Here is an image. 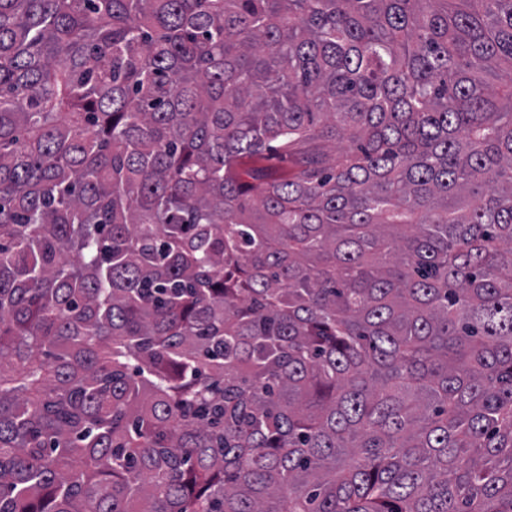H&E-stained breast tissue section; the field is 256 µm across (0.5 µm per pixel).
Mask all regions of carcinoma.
Returning <instances> with one entry per match:
<instances>
[{
  "label": "carcinoma",
  "instance_id": "carcinoma-1",
  "mask_svg": "<svg viewBox=\"0 0 512 512\" xmlns=\"http://www.w3.org/2000/svg\"><path fill=\"white\" fill-rule=\"evenodd\" d=\"M0 512H512V0H0Z\"/></svg>",
  "mask_w": 512,
  "mask_h": 512
}]
</instances>
